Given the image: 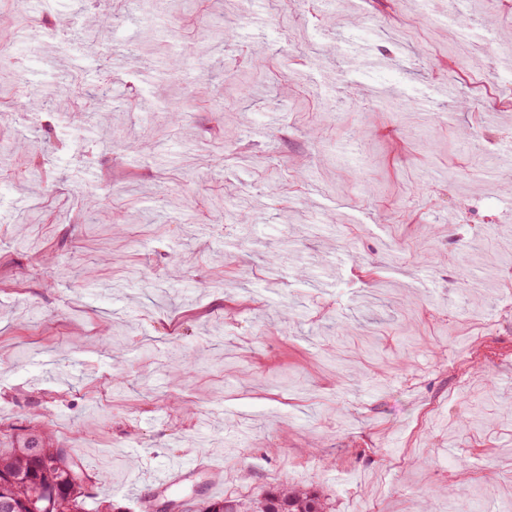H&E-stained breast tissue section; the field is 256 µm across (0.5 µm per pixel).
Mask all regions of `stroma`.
<instances>
[{"label": "stroma", "mask_w": 512, "mask_h": 512, "mask_svg": "<svg viewBox=\"0 0 512 512\" xmlns=\"http://www.w3.org/2000/svg\"><path fill=\"white\" fill-rule=\"evenodd\" d=\"M22 2L0 46L48 106L0 85V440L49 431L124 512L198 458L168 499L512 505V0Z\"/></svg>", "instance_id": "stroma-1"}]
</instances>
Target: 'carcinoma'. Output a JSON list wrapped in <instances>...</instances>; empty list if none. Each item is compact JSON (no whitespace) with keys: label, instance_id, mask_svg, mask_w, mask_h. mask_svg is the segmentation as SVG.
I'll use <instances>...</instances> for the list:
<instances>
[{"label":"carcinoma","instance_id":"1","mask_svg":"<svg viewBox=\"0 0 512 512\" xmlns=\"http://www.w3.org/2000/svg\"><path fill=\"white\" fill-rule=\"evenodd\" d=\"M87 471L72 449L57 445L49 434H19L0 448V512L20 503L40 489L51 500L52 512H115L110 501L94 499L73 483ZM194 512H328V503L315 489L293 486L272 488L254 499L233 496L213 498L194 505Z\"/></svg>","mask_w":512,"mask_h":512}]
</instances>
